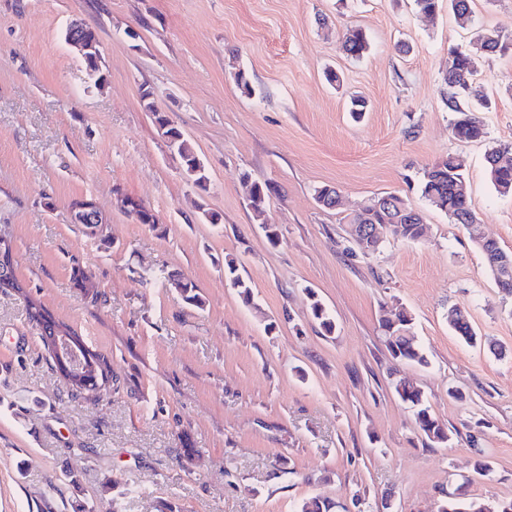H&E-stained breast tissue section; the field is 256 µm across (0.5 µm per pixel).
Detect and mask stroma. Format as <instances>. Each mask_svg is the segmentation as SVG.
Segmentation results:
<instances>
[{
  "instance_id": "35a3bbf8",
  "label": "stroma",
  "mask_w": 512,
  "mask_h": 512,
  "mask_svg": "<svg viewBox=\"0 0 512 512\" xmlns=\"http://www.w3.org/2000/svg\"><path fill=\"white\" fill-rule=\"evenodd\" d=\"M472 10L463 27L414 0H0V235L26 287L0 291V512H297L313 498L333 512H438L459 487L512 499V297L471 238L512 252V196L484 161L512 143V49L475 63L484 140L453 138L443 80L449 48L484 28L512 37V0ZM76 20L97 34L102 84L65 40ZM350 27L370 39L362 58L341 48ZM145 88L203 162L207 190L153 123ZM353 95L367 103L357 122ZM449 154L465 162L471 230L418 189ZM255 182L271 187L260 221ZM324 185L336 208L316 202ZM387 194L420 212L424 234L362 256L349 221ZM126 195L159 223L128 216ZM82 196L104 216L101 238L72 221ZM228 255L251 302L224 282ZM78 267L98 299L77 288ZM172 275L205 307L186 305ZM31 297L110 357L98 404L50 369ZM315 298L334 333L314 322ZM454 307L483 344L449 328ZM395 310L428 366L389 352L381 323ZM399 378L423 390L449 442L417 430Z\"/></svg>"
}]
</instances>
